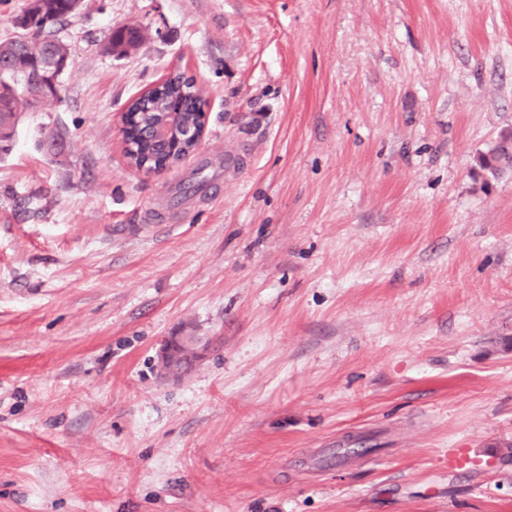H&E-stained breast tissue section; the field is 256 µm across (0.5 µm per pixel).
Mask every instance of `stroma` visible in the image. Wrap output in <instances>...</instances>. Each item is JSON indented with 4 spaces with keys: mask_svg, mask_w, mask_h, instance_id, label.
Here are the masks:
<instances>
[{
    "mask_svg": "<svg viewBox=\"0 0 512 512\" xmlns=\"http://www.w3.org/2000/svg\"><path fill=\"white\" fill-rule=\"evenodd\" d=\"M59 35L0 152V512H512V174L478 165L512 0H86ZM175 69L208 132L147 174L122 114ZM200 155L223 191L147 220ZM183 327L210 351L161 376ZM105 52L112 54H125L135 49L143 40V33L137 27H123L109 31L107 35Z\"/></svg>",
    "mask_w": 512,
    "mask_h": 512,
    "instance_id": "35a3bbf8",
    "label": "stroma"
}]
</instances>
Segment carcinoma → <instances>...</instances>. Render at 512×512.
<instances>
[{
    "label": "carcinoma",
    "instance_id": "1",
    "mask_svg": "<svg viewBox=\"0 0 512 512\" xmlns=\"http://www.w3.org/2000/svg\"><path fill=\"white\" fill-rule=\"evenodd\" d=\"M80 0H32L24 12L14 18L17 27L26 32L27 38H13L0 43V151L12 144L13 131L20 112L27 108L47 104L36 98L44 71L36 54L29 48L41 44L50 49L62 43L57 35L58 26L76 15L75 6ZM143 40L137 27H123L109 31L105 52L125 54ZM204 100L195 82L184 73H171L162 88L151 95L132 99L127 111L138 113L132 133L125 136L129 149L125 150L128 162L137 166L147 160L174 156L181 160L195 152L193 143L184 139V129L199 125V112ZM168 112L180 113L174 124L169 142H155L148 133ZM480 167L494 177L512 170V131H501L499 140L479 157Z\"/></svg>",
    "mask_w": 512,
    "mask_h": 512
}]
</instances>
